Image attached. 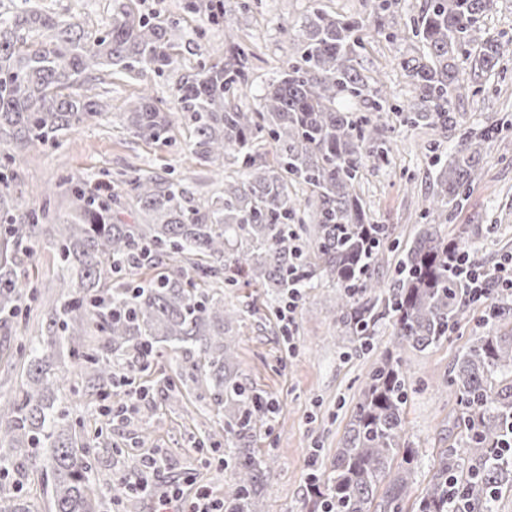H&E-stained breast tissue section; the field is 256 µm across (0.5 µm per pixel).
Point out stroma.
I'll return each instance as SVG.
<instances>
[{"label": "stroma", "instance_id": "1", "mask_svg": "<svg viewBox=\"0 0 512 512\" xmlns=\"http://www.w3.org/2000/svg\"><path fill=\"white\" fill-rule=\"evenodd\" d=\"M49 15L80 26L88 37L102 35L111 25L114 0H35ZM136 15L175 26L174 52L177 62L164 74L127 75L107 72L96 92L108 116L80 125L63 136L59 144L32 145L16 151L20 177L14 194L27 208L46 209L53 223L71 209L67 194L49 188L71 176L81 177L87 190L111 182L115 173L139 168L148 173L180 180L188 195L201 203L224 191L223 173L200 165L189 147V132L176 117L171 138L154 143L132 136L121 121L128 104L142 92H150L166 111L177 109L173 90L178 81L197 73L208 63L227 58L230 44L223 25L189 9L190 0H125ZM249 9L233 16L231 25L249 49L245 61L250 89L240 98L251 108L263 87L277 76L293 53V32L314 4L345 17H364L371 0H248ZM425 0H391L382 15L387 29L399 30L401 41L388 42L374 28L364 32L358 59L368 76H381L389 103L401 104L411 95L407 77L398 65L401 54L419 50L409 25ZM451 107L463 126L406 127L395 114L379 113L380 132L391 145L388 162L366 163L358 195L370 222L391 224L399 244L388 253L378 274L391 282L393 269L422 228L420 215L428 203L438 166L447 162L461 129L481 132L502 126L501 138L484 151L483 171L470 187L465 201L448 221L449 234L465 232L476 258L485 268H494L501 256L512 253V54L490 71L467 73L464 86L454 93ZM39 246L30 264L22 270L23 281H35L41 292L20 325L9 334L0 333V396L25 379L18 350L31 345L42 333L45 308L55 298L54 284L59 259L49 230L40 228ZM336 288L323 283L303 289L292 326H285L277 305L266 302L252 286L224 291V301L239 309L234 324L240 370L247 382L275 404L273 421L261 429L255 449L275 456L263 479L259 496L261 512H310L312 499L308 478L314 470L328 468L346 431L352 406L368 371L394 349V327L379 322L369 343L342 323L335 305ZM484 302L465 304L457 328L448 339L425 351L402 350L403 367L412 390L405 407L406 438L419 451L413 476V492L404 512H415L437 467L442 449L454 445L458 431L455 419L462 411L448 379L458 357L478 337L491 329ZM181 360L166 353L155 361L153 375L159 383L137 409L120 417L104 415L102 403L82 389L80 377H72L59 395L85 446L89 447L93 470V502L98 512H113L110 486L120 475L140 476L136 464L162 453L164 471L152 474L157 492L181 486L184 501H191L198 487H209L215 498L230 490L228 472L219 463L204 465L196 448L215 426V412L205 386H191L181 402L169 400L162 385L165 376H176Z\"/></svg>", "mask_w": 512, "mask_h": 512}]
</instances>
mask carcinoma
I'll return each mask as SVG.
<instances>
[{
	"label": "carcinoma",
	"instance_id": "cac0c4a2",
	"mask_svg": "<svg viewBox=\"0 0 512 512\" xmlns=\"http://www.w3.org/2000/svg\"><path fill=\"white\" fill-rule=\"evenodd\" d=\"M0 15V142L16 149L47 144L87 121L102 117L88 85L107 67L129 73H162L174 63L176 30L118 3L109 31L89 39L65 21L22 0ZM495 0H426L412 32L425 48L401 57L399 66L413 87L404 108L387 106L381 80L362 74L356 61L360 32L381 26L390 0H372L368 17L340 18L314 6L295 34L296 49L258 108L232 102L247 85L241 62L245 49L232 44V60L217 62L176 86L175 99L190 130L196 159L224 170V193L196 204L178 182L139 169L118 174L119 190L92 193L83 180H67L72 212L50 225L61 266L59 298L46 314V334L23 353L26 381L0 403V472L3 479L42 469L54 512H94L91 459L66 415L55 410L56 393L68 382L66 363H78L87 387L101 400L129 389H149L152 380L120 373L119 358L131 355L139 372L150 369L164 347L185 355L179 382L162 379L172 395L178 385L203 384L210 405L222 413L224 469L232 488L224 512H260L259 486L272 458H259L254 438L270 420L269 402L248 388L239 371L232 323L235 308L213 288L240 280L282 303L289 292L335 284L336 309L360 338L382 318L393 321L398 342L420 351L448 339L471 297L456 259L465 248L448 240L442 225L465 200L479 177L485 145L497 138L462 133L448 164L435 179L423 228L398 264L387 296L380 297L378 269L395 241L391 224L370 223L356 185L366 162L388 161L390 143L376 121L358 117L338 100L359 101L372 112L390 110L401 124L458 123L450 98L461 88L463 63L494 69L509 44L477 40L481 20ZM211 20L245 11L244 0H199ZM127 130L153 142L169 139L170 113L145 92L123 113ZM297 185L311 189L312 220L296 223L302 203ZM126 196L137 205L141 224H122L113 205ZM41 216L22 209L10 191H0V330H7L37 285L19 282L17 269L31 256ZM151 270L141 282L130 279ZM94 327L101 346L84 352L70 344ZM451 384L464 404L457 446L441 452L418 512H448L449 485L468 506L484 508L503 488H512V457L499 451L512 423V330L481 336L456 362ZM408 383L398 357L389 356L367 373L348 428L328 471L313 476L312 512H403L417 462L406 443L404 409ZM383 493H378L379 488Z\"/></svg>",
	"mask_w": 512,
	"mask_h": 512
}]
</instances>
